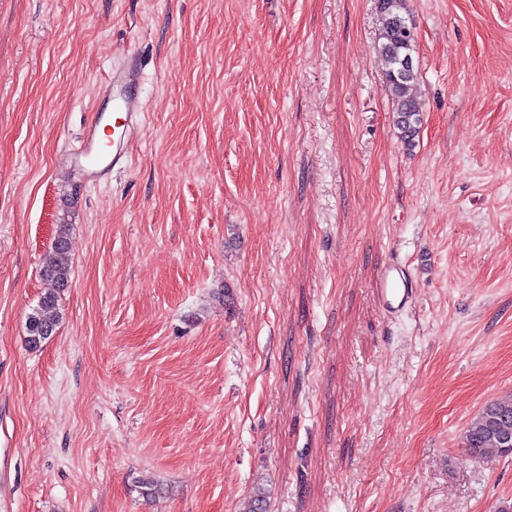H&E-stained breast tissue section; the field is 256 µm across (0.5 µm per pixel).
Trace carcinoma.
<instances>
[{
	"instance_id": "obj_1",
	"label": "carcinoma",
	"mask_w": 512,
	"mask_h": 512,
	"mask_svg": "<svg viewBox=\"0 0 512 512\" xmlns=\"http://www.w3.org/2000/svg\"><path fill=\"white\" fill-rule=\"evenodd\" d=\"M382 29L378 52L385 64V79L393 100L394 125L406 147L415 143L422 115L419 103L412 94L417 81V70L411 67L399 70L398 60L414 51V41L406 28V0H380ZM68 225H61L52 247L43 259L41 277L48 285L38 305L26 320V342L36 348L50 339L59 321L56 310L58 294L69 284L71 265ZM512 437V396L487 403L467 427L464 445L476 455L500 454L502 438ZM267 493L257 487L249 497L242 512H266Z\"/></svg>"
}]
</instances>
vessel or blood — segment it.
I'll list each match as a JSON object with an SVG mask.
<instances>
[{"label": "vessel or blood", "mask_w": 512, "mask_h": 512, "mask_svg": "<svg viewBox=\"0 0 512 512\" xmlns=\"http://www.w3.org/2000/svg\"><path fill=\"white\" fill-rule=\"evenodd\" d=\"M146 64L136 52H125L122 63L113 69L105 86L112 104V143L103 146L101 142V118H94L86 128L77 149L70 156L74 168H82L93 178H111L115 167L128 161V142L142 123L144 108L139 96ZM380 299L385 309L396 313L409 302L403 270L395 265L387 267L380 279Z\"/></svg>", "instance_id": "vessel-or-blood-1"}]
</instances>
